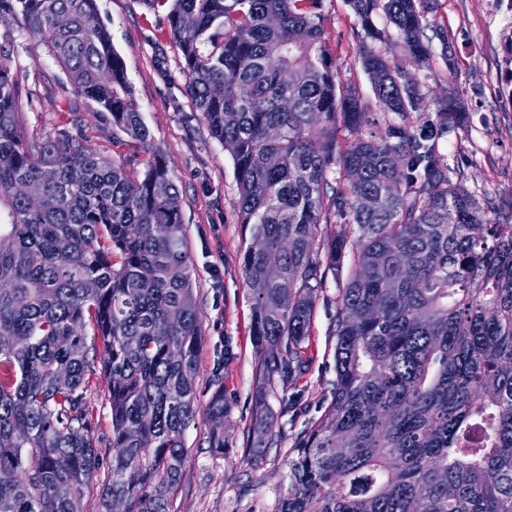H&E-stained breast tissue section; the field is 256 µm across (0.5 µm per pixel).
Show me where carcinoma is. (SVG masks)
Segmentation results:
<instances>
[{"label":"carcinoma","instance_id":"cac0c4a2","mask_svg":"<svg viewBox=\"0 0 512 512\" xmlns=\"http://www.w3.org/2000/svg\"><path fill=\"white\" fill-rule=\"evenodd\" d=\"M169 5L187 91L234 160L263 385L244 458L277 443L266 385L306 370L303 343L328 276L351 252L332 335L324 416L286 451L275 512H512V224H493L448 177L436 119L404 64L377 47L395 28L429 66L431 0H347L375 104L395 120L362 132L367 103L337 79L322 0H143ZM40 38L74 95L149 147L127 66L97 0H0V22ZM18 79L0 44V512H83L100 464L87 392L104 377L112 500L169 512L195 416L201 319L178 187L156 152L142 168L84 145L70 122L21 135ZM354 139L346 146L341 130ZM66 163H57L59 154ZM338 217L352 244L320 226ZM93 344L87 345V336ZM224 392L208 443L224 452Z\"/></svg>","mask_w":512,"mask_h":512}]
</instances>
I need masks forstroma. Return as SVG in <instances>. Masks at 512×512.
Here are the masks:
<instances>
[{
  "mask_svg": "<svg viewBox=\"0 0 512 512\" xmlns=\"http://www.w3.org/2000/svg\"><path fill=\"white\" fill-rule=\"evenodd\" d=\"M99 18L125 59L142 120L150 132L149 148L112 142V126L94 104L82 101L75 114L92 145L131 165L156 149L166 159L180 192L194 296L199 307L202 342L197 362L196 416L184 432L183 475L170 500V512H274L280 484L288 469L284 452L295 436L320 420L330 402L336 374L335 340L330 319L339 290L354 270L345 260L338 280L328 281L317 300L305 341L308 367L289 385H272L267 402L278 412L282 397L295 406L280 415L282 438L255 469L243 463L246 432L254 408L259 363L251 333L253 300L243 281V257L251 229L239 223L234 161L214 139L186 91L181 53L167 33L166 8H147L142 0H98ZM324 28L341 79L355 83L365 100L373 92L357 60L361 26L346 0H322ZM425 35L433 60L415 71L425 94L424 110L455 95L461 107L439 143L452 180L486 204V217L512 224V0H434ZM8 41L12 67L21 79L20 131L28 138L55 136L68 118L70 85L46 46L28 30L0 25V41ZM451 55L454 69L443 57ZM223 390V453L208 444L207 405ZM94 436L102 446L100 468L82 495L84 512H98L99 491L111 476L110 408L103 378H94L87 394Z\"/></svg>",
  "mask_w": 512,
  "mask_h": 512,
  "instance_id": "stroma-1",
  "label": "stroma"
}]
</instances>
